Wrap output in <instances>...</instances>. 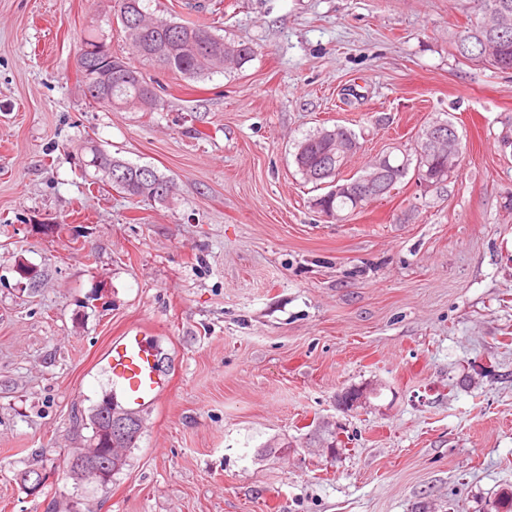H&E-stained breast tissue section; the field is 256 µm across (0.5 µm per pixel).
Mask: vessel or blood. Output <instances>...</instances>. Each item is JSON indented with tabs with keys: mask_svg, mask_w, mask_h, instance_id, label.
<instances>
[{
	"mask_svg": "<svg viewBox=\"0 0 512 512\" xmlns=\"http://www.w3.org/2000/svg\"><path fill=\"white\" fill-rule=\"evenodd\" d=\"M112 390L121 405L132 411L154 407L167 381L159 369V350L140 330L114 337L107 351Z\"/></svg>",
	"mask_w": 512,
	"mask_h": 512,
	"instance_id": "obj_1",
	"label": "vessel or blood"
}]
</instances>
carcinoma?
<instances>
[{
	"label": "carcinoma",
	"mask_w": 512,
	"mask_h": 512,
	"mask_svg": "<svg viewBox=\"0 0 512 512\" xmlns=\"http://www.w3.org/2000/svg\"><path fill=\"white\" fill-rule=\"evenodd\" d=\"M116 2H118L120 18L130 16L138 21L135 27L131 28L125 24L123 29L132 52L142 62H153L146 52L147 47L174 45L176 51L165 56L160 68L188 78H195L218 70L236 69L248 62L254 54L250 44L227 42L224 37L214 34L205 24L178 23L153 16L148 12V0H116ZM478 2L477 16L464 30L460 31L456 50L462 58L470 62L489 66L491 62L484 59L481 44L476 42L477 34L480 33L484 37L492 36L497 44V53L512 57V32L505 39L490 34L489 28L493 26L494 18L488 16V13L498 8L507 9L512 15V0H478ZM80 50L82 51L80 54L82 68L78 70V74L84 95L90 102L109 109L132 106L144 112H152L162 106L154 81L145 76L140 68L132 65L126 57L112 52V47L107 44L102 35L97 33L96 29L91 28L87 31L80 44ZM114 63L131 75L130 80L112 84L110 93L104 97L94 94L99 79L106 73H112ZM353 136L355 133L350 129L338 125L331 130L322 127L297 142L294 160L306 181L318 190L332 182L346 165L350 153L340 154L337 169L333 175L325 179L315 177L314 167L317 165V158L328 151L330 145L336 144V140L347 141ZM84 150L90 154V159L86 161L85 166L95 169L99 181L129 198L143 201L156 200L150 187L134 181L133 170L140 168V165L112 155L109 151L95 145L92 140L86 142ZM415 157L414 152L404 157L397 154L390 156L388 166L393 168V174L389 175L390 184L395 186L410 174ZM370 203L369 199L359 203L351 196H338L330 190L313 199V205L321 210L344 212L350 215L363 210Z\"/></svg>",
	"instance_id": "carcinoma-1"
}]
</instances>
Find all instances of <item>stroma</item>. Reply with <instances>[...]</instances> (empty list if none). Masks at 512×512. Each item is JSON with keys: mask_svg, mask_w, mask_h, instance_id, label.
<instances>
[{"mask_svg": "<svg viewBox=\"0 0 512 512\" xmlns=\"http://www.w3.org/2000/svg\"><path fill=\"white\" fill-rule=\"evenodd\" d=\"M191 1L150 9L254 55L146 66L163 104L141 112L89 103L72 63L91 26L128 53L113 0H0V512H490L512 489V71L458 56L470 0ZM436 118L462 147L444 193L313 207L309 131L355 132L353 177ZM88 139L174 199L92 185ZM130 329L169 385L111 482L74 481Z\"/></svg>", "mask_w": 512, "mask_h": 512, "instance_id": "obj_1", "label": "stroma"}]
</instances>
